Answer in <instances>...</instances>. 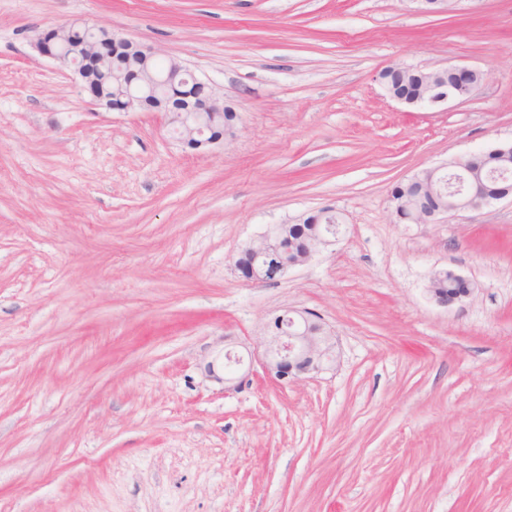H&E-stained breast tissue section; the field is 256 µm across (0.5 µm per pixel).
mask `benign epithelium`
I'll list each match as a JSON object with an SVG mask.
<instances>
[{"instance_id": "7a95c632", "label": "benign epithelium", "mask_w": 512, "mask_h": 512, "mask_svg": "<svg viewBox=\"0 0 512 512\" xmlns=\"http://www.w3.org/2000/svg\"><path fill=\"white\" fill-rule=\"evenodd\" d=\"M33 48L43 57L52 59L72 70L93 104L112 112H163L174 139L196 150L220 145L235 136L237 123H232L220 135L213 134V124L224 120L231 107L224 105V95L211 83L198 78L180 60L160 53L152 46L136 43L85 19H74L41 31ZM120 58L127 70L114 77L112 95H105L96 75L107 76L112 60ZM436 80L427 96H398L386 90L400 104L443 105L468 96L476 87L473 77L479 71L467 66L450 65L433 71ZM471 158H458L450 164L447 177L450 205L442 210L420 209L413 214L399 211L391 202L392 214L408 224H436L443 218L478 208L493 201L512 199V188L496 186L472 177ZM288 229L286 224L268 228L260 238L246 245L236 260L239 278L246 282L266 280L260 261L274 254L278 241ZM331 244L329 235L317 232L313 244L301 260L279 261L271 272L282 276L289 269L309 261L320 248ZM448 277L461 288L448 292L429 290L432 299L442 307H452L469 298L474 283L465 276L448 271ZM278 328L261 337L263 369L280 381L296 380L302 375L315 374L336 358V339L315 321L311 313L296 317L287 313L274 318Z\"/></svg>"}]
</instances>
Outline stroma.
Returning <instances> with one entry per match:
<instances>
[{"label": "stroma", "mask_w": 512, "mask_h": 512, "mask_svg": "<svg viewBox=\"0 0 512 512\" xmlns=\"http://www.w3.org/2000/svg\"><path fill=\"white\" fill-rule=\"evenodd\" d=\"M83 17L179 58L239 116L190 150L37 54ZM466 65L399 104L379 74ZM512 140V0H0V512H512V203L405 224L390 191ZM328 207L335 244L244 283L242 247ZM451 269L476 285L450 308ZM316 314L335 365L225 389ZM394 66H389L381 71L380 78L397 93L408 92V83L406 80H403L401 74L395 70ZM430 72L436 75V80L424 98L419 95L412 97L398 96L383 81L382 84L389 97L400 104L407 106L421 104L443 105L449 101L468 96L478 85L475 81H472L473 77L477 74H482L479 70L460 65H450L431 70ZM448 73L455 76V81L448 80ZM448 277L452 279L454 283L463 284L465 288H455L454 284H450V288H448ZM430 284L432 288H428V290L432 299H434L438 305L447 308L463 302V300L469 298L476 289L471 280L451 270H448V272L444 274H435L434 277L431 278ZM434 288L439 291L447 289L448 293L436 292L433 290Z\"/></svg>", "instance_id": "stroma-1"}]
</instances>
